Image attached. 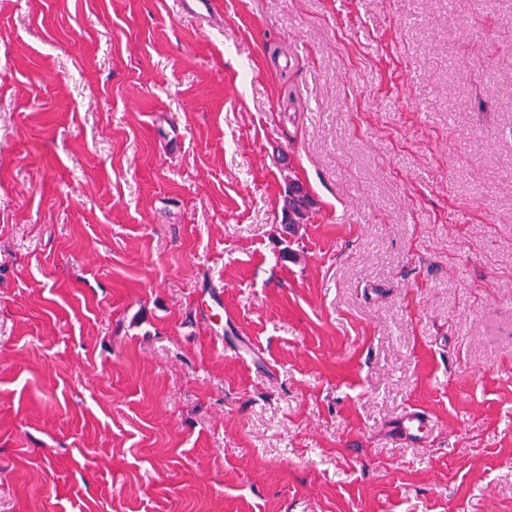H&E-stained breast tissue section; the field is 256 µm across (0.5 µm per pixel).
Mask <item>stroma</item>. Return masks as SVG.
<instances>
[{
    "label": "stroma",
    "instance_id": "stroma-1",
    "mask_svg": "<svg viewBox=\"0 0 512 512\" xmlns=\"http://www.w3.org/2000/svg\"><path fill=\"white\" fill-rule=\"evenodd\" d=\"M0 512H512V0H0ZM312 201L300 186L288 183L283 196V211L285 212V228L294 232L298 224H305L309 219ZM425 429L426 422L424 416L417 410L407 411L396 426L399 437L411 441L421 439L425 433Z\"/></svg>",
    "mask_w": 512,
    "mask_h": 512
}]
</instances>
